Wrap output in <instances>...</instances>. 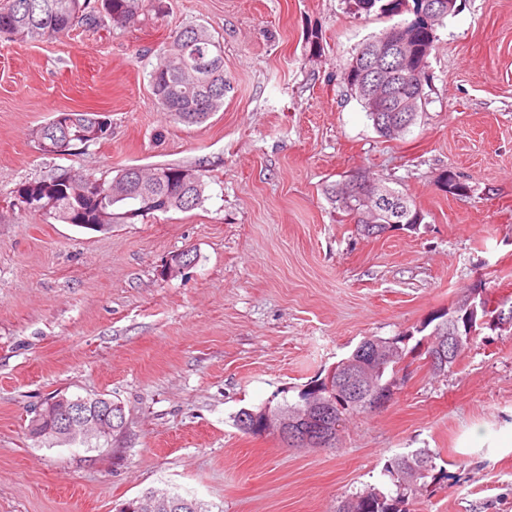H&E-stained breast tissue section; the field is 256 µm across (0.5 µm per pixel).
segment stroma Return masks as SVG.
<instances>
[{
	"label": "stroma",
	"mask_w": 512,
	"mask_h": 512,
	"mask_svg": "<svg viewBox=\"0 0 512 512\" xmlns=\"http://www.w3.org/2000/svg\"><path fill=\"white\" fill-rule=\"evenodd\" d=\"M397 15L351 0H146L134 26L0 39V512H116L167 490L212 512H336L386 461L425 448L443 475L409 512H512V325L484 328L452 371L410 361L389 405L337 447L242 433L239 410L297 393L367 336L416 334L468 289L512 304V0H457L436 28L410 131L381 137L344 73ZM221 43L224 107L188 126L149 74L174 31ZM317 30L320 51L307 34ZM104 112L112 134L58 157L34 128ZM202 167L201 207L94 232L14 204L66 169ZM364 169L406 193L415 230L361 235L326 185ZM453 171L467 195L441 191ZM198 263L168 278L172 254ZM120 402L95 445L29 433L55 394Z\"/></svg>",
	"instance_id": "obj_1"
}]
</instances>
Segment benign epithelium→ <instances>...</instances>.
Wrapping results in <instances>:
<instances>
[{"label":"benign epithelium","mask_w":512,"mask_h":512,"mask_svg":"<svg viewBox=\"0 0 512 512\" xmlns=\"http://www.w3.org/2000/svg\"><path fill=\"white\" fill-rule=\"evenodd\" d=\"M370 68L378 81L371 86L362 85L360 90L371 104V111L385 112L392 96L390 83L396 78L407 76L410 69V56L406 43L393 39H383L371 55L362 61V68ZM418 96H410L396 105L392 114V127L402 128V112L414 110ZM138 188L140 198H147L150 190L136 184L134 177H117L112 180L110 193L115 199L132 195ZM347 202L353 205L356 218L366 228L376 224V218L385 214L389 223L383 225L384 233L414 229L416 225L405 224L402 217L407 212L405 202L396 198L394 192L376 183L364 182L359 187L345 193ZM485 298L475 290L467 300L463 324H458V315L448 312V322L437 325L426 339L424 348L428 350L427 360L431 369L444 373L456 364V354L466 343L471 342L485 326H497L500 322H512V307L499 310L494 316L484 314ZM366 359L350 357L343 359L328 369L317 382L316 391L300 394L298 405L290 408L273 407L265 404L257 413H250L252 421L242 423V427L260 434H273L292 447L320 446L332 436V401L358 407L368 412L379 411L393 398L397 382L379 385L375 375L395 362L404 364L406 357L401 346L393 339L370 336L364 339ZM49 412L54 416V434L65 442L78 439L108 438L112 436L115 422L125 419L121 406L105 399V403H88L83 398L59 396L51 402ZM194 500L183 496H159L145 493L126 501L120 512H191Z\"/></svg>","instance_id":"obj_1"}]
</instances>
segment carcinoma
Masks as SVG:
<instances>
[{"mask_svg":"<svg viewBox=\"0 0 512 512\" xmlns=\"http://www.w3.org/2000/svg\"><path fill=\"white\" fill-rule=\"evenodd\" d=\"M144 0H7L0 7V36L17 42H39L43 39L59 38L76 25L96 28L108 21L115 28H127L138 20ZM358 12H397L408 18L397 23L403 29L412 63L426 71L428 58L436 38L435 29H427L425 22L414 18L423 9V0H351ZM212 48H219V40L203 26H187L169 36L159 63L150 72V82L157 106L187 125H200L224 107V64L209 72L205 80L190 72H179L170 67L169 55L184 51L188 55H204ZM361 71L358 59H353L344 76L350 90L365 102L359 93L358 81ZM107 125L97 112L68 111L63 122L50 118L32 132L39 150L47 155L55 149L67 154L77 145H86L90 140L82 134L99 128L103 136L109 137ZM183 167L163 165L158 168V177L150 183V191L165 200L167 210L187 211L201 206L205 201L204 181L188 187L181 181ZM90 176L67 175V171L36 182H23L15 190L16 204H25L33 188L49 189L55 194L56 205L44 212V216L65 224H94L97 221L98 202L96 194L88 195ZM442 190L453 196H464L470 186L461 181L454 172L448 171L440 177ZM109 207L122 206L133 212L131 218L146 217L159 212L157 208L140 209L136 199L110 200L102 198ZM420 457L429 471L435 470L433 456L426 449H417L408 454L389 459L383 467V475L390 478L395 490L374 491L368 488L353 494L358 500L356 512H406L403 509L408 488L400 483V462L406 458Z\"/></svg>","mask_w":512,"mask_h":512,"instance_id":"carcinoma-1","label":"carcinoma"}]
</instances>
